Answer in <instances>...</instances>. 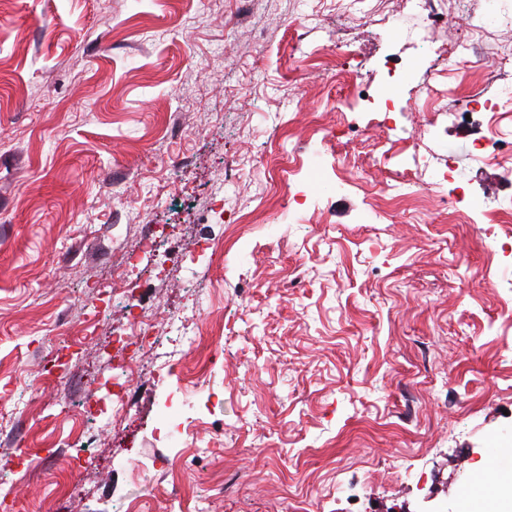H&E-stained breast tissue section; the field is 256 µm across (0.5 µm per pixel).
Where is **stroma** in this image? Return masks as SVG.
<instances>
[{
  "instance_id": "stroma-1",
  "label": "stroma",
  "mask_w": 512,
  "mask_h": 512,
  "mask_svg": "<svg viewBox=\"0 0 512 512\" xmlns=\"http://www.w3.org/2000/svg\"><path fill=\"white\" fill-rule=\"evenodd\" d=\"M446 7L429 44L485 0ZM402 11L0 0V512H487V465L512 472V254L486 248L512 240L490 221L512 203V162L494 161L512 114L496 136L486 112L448 114L512 84V25L448 62L407 40ZM393 65L394 149L420 198L388 210L374 98ZM451 163L464 197L447 209ZM151 232L186 260L144 258L140 311L205 333L130 358L115 339L133 314L105 274ZM90 306L71 355L61 333L82 336ZM89 376L102 411L80 423ZM199 377L194 425L165 438L166 397ZM119 389L134 405L116 426Z\"/></svg>"
}]
</instances>
